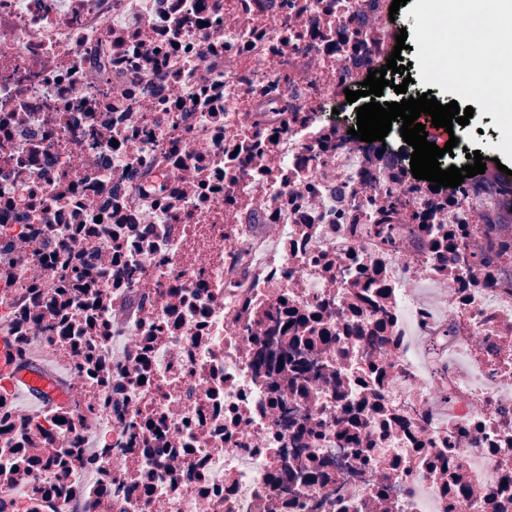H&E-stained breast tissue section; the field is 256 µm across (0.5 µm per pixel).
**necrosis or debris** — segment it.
<instances>
[{"mask_svg":"<svg viewBox=\"0 0 512 512\" xmlns=\"http://www.w3.org/2000/svg\"><path fill=\"white\" fill-rule=\"evenodd\" d=\"M391 3L0 0V329L38 289L93 408L10 416L5 512H512V180L333 114ZM283 302L312 372L254 364ZM92 434L111 498L30 493Z\"/></svg>","mask_w":512,"mask_h":512,"instance_id":"1","label":"necrosis or debris"}]
</instances>
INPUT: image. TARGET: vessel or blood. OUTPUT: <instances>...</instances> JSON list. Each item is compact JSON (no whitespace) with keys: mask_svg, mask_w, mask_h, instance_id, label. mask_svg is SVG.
Segmentation results:
<instances>
[{"mask_svg":"<svg viewBox=\"0 0 512 512\" xmlns=\"http://www.w3.org/2000/svg\"><path fill=\"white\" fill-rule=\"evenodd\" d=\"M0 392L23 399L31 408H65L73 391L46 362L21 353L7 332H0Z\"/></svg>","mask_w":512,"mask_h":512,"instance_id":"b4317fda","label":"vessel or blood"}]
</instances>
